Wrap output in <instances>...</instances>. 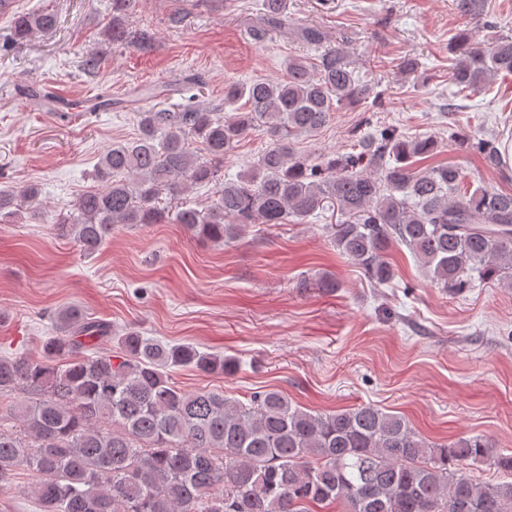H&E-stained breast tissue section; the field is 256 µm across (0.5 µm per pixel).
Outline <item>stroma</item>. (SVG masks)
<instances>
[{
  "label": "stroma",
  "instance_id": "obj_1",
  "mask_svg": "<svg viewBox=\"0 0 512 512\" xmlns=\"http://www.w3.org/2000/svg\"><path fill=\"white\" fill-rule=\"evenodd\" d=\"M290 2L294 23L279 28L262 23L256 0H137L125 25L150 34L147 51L107 41L112 0H15V11L48 9L59 19L21 44L0 14V189L40 190L36 207L0 222V355L41 360L58 311L75 305L110 323L112 352L134 327L235 358L224 374L175 370L185 392L221 391L244 403L276 389L313 413L372 403L430 441L480 435L512 455V288L498 281L477 278L460 293L437 287L400 245L390 252L393 280L375 284L336 249L330 211L305 224L254 227L225 244L179 224H121L92 254L55 230L80 194L99 188L100 155L137 138L140 98L167 107L193 95L223 109L225 83L281 81L291 57H317L295 34L302 25L343 48L385 106L336 112L298 139L299 152H349L368 118L435 136V162L512 191V171L488 168L467 142L512 126V77L455 97L448 40L475 22L454 0ZM90 50L101 59L92 75L80 67ZM408 56L418 68L405 76L398 63ZM43 83L89 106L101 98L113 106L64 118L23 95V86ZM451 99L457 111L442 112ZM32 483L14 468L0 482V512H39Z\"/></svg>",
  "mask_w": 512,
  "mask_h": 512
}]
</instances>
